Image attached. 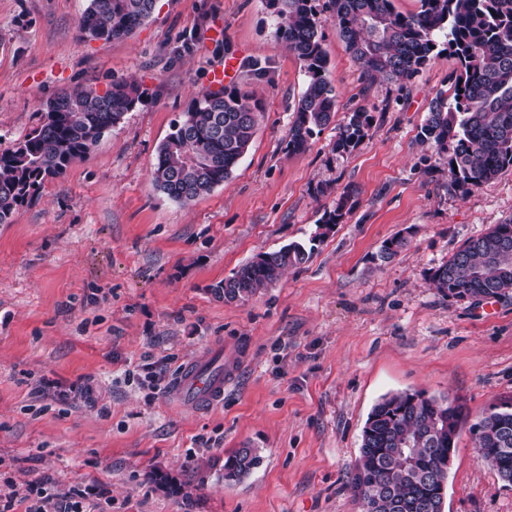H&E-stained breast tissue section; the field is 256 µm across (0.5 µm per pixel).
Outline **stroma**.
<instances>
[{
	"mask_svg": "<svg viewBox=\"0 0 512 512\" xmlns=\"http://www.w3.org/2000/svg\"><path fill=\"white\" fill-rule=\"evenodd\" d=\"M88 0H0V148L23 138L64 90L135 81L146 98L84 160L44 181L0 224V489L48 480L108 512H361L350 486L362 429L384 395L460 401L470 424L512 404V299L442 296L431 273L469 238L512 218V169L469 193L418 133L458 70L434 53L412 79L366 86L313 0L336 114L308 148L288 130L307 77L278 38L268 0H156L131 36L83 41ZM263 104L231 176L182 205L158 191L159 144L212 72ZM372 117L351 152L348 116ZM348 195L342 222L324 212ZM405 237L390 261L379 251ZM313 243L308 263L244 304L211 288L258 254ZM237 368L222 405L177 400L184 365ZM162 370L159 393L124 377ZM56 383L67 400L41 394ZM91 384L93 398L80 389ZM262 462L225 484L231 451ZM443 512H512V485L462 430ZM370 124V115L363 109L352 112L336 139L335 150L337 152H349L356 148L366 137Z\"/></svg>",
	"mask_w": 512,
	"mask_h": 512,
	"instance_id": "1",
	"label": "stroma"
}]
</instances>
